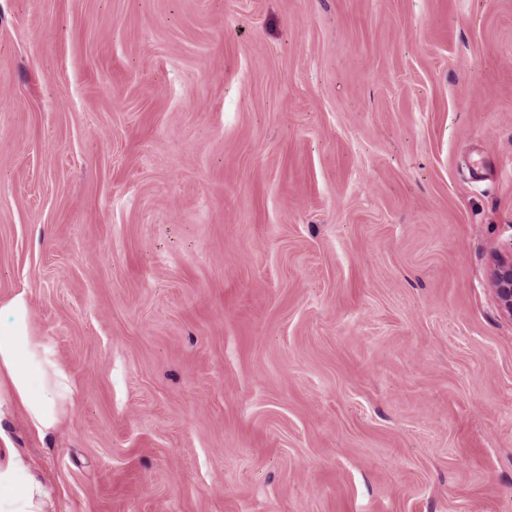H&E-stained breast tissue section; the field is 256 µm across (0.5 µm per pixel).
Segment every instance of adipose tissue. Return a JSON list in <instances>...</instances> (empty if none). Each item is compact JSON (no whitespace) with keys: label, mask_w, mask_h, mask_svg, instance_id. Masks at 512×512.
Returning a JSON list of instances; mask_svg holds the SVG:
<instances>
[{"label":"adipose tissue","mask_w":512,"mask_h":512,"mask_svg":"<svg viewBox=\"0 0 512 512\" xmlns=\"http://www.w3.org/2000/svg\"><path fill=\"white\" fill-rule=\"evenodd\" d=\"M75 400L72 377L53 343L36 335L25 292L0 301V423L22 409L39 434L58 430ZM51 484L0 431V512H51Z\"/></svg>","instance_id":"obj_1"}]
</instances>
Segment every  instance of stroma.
I'll list each match as a JSON object with an SVG mask.
<instances>
[{
	"mask_svg": "<svg viewBox=\"0 0 512 512\" xmlns=\"http://www.w3.org/2000/svg\"><path fill=\"white\" fill-rule=\"evenodd\" d=\"M509 253L512 0H0L56 512H512ZM493 284L500 307L512 315V253L497 261L493 271Z\"/></svg>",
	"mask_w": 512,
	"mask_h": 512,
	"instance_id": "stroma-1",
	"label": "stroma"
}]
</instances>
